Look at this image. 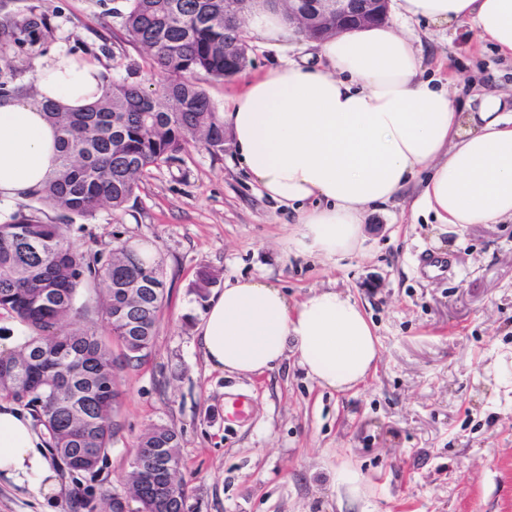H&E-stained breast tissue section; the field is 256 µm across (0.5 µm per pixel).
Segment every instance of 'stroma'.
Returning <instances> with one entry per match:
<instances>
[{
	"mask_svg": "<svg viewBox=\"0 0 512 512\" xmlns=\"http://www.w3.org/2000/svg\"><path fill=\"white\" fill-rule=\"evenodd\" d=\"M21 17L47 12L54 37L29 50L97 61L104 74L160 87L164 74L118 18L126 0H1ZM424 77H453L459 103L483 88L512 92V60L469 24L405 21ZM308 42L254 43L247 73L308 59ZM412 183L363 216L358 248L326 259L291 249L296 212L262 194L232 142L189 145L152 170L124 211L103 208L64 229L87 254L118 240L147 245L166 283L153 348L116 375L115 436L95 473L57 465L55 500L0 479V512H105V494L127 492L133 448L157 425L178 435L177 478L188 512H512V220L437 223L411 208ZM425 255L446 258L421 269ZM263 276L291 301L333 288L362 307L379 341L376 368L346 392L320 388L296 357L260 376L208 371L197 327L229 279ZM251 400L242 421L224 418L232 397ZM343 470L361 480L336 481Z\"/></svg>",
	"mask_w": 512,
	"mask_h": 512,
	"instance_id": "35a3bbf8",
	"label": "stroma"
}]
</instances>
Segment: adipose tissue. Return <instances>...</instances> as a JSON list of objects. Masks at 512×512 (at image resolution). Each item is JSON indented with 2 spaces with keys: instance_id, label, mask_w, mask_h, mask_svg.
Instances as JSON below:
<instances>
[{
  "instance_id": "obj_1",
  "label": "adipose tissue",
  "mask_w": 512,
  "mask_h": 512,
  "mask_svg": "<svg viewBox=\"0 0 512 512\" xmlns=\"http://www.w3.org/2000/svg\"><path fill=\"white\" fill-rule=\"evenodd\" d=\"M400 16L466 22L512 58V0H398ZM318 61H288L244 79L221 117L235 155L263 193L299 209L298 250L333 258L362 237V213L419 174L417 208L441 224L512 219V101L475 97L462 110L447 84L423 79L411 38L387 24L316 44ZM102 68L57 54L36 69L37 101L0 100V202L50 175L57 131L41 105L77 110L104 93ZM211 369L250 377L295 355L320 386L344 392L375 370L378 340L351 296L333 289L289 304L261 278L226 282L197 330ZM0 476L54 497L58 479L31 417L0 400Z\"/></svg>"
}]
</instances>
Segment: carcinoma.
Here are the masks:
<instances>
[{"label":"carcinoma","instance_id":"carcinoma-1","mask_svg":"<svg viewBox=\"0 0 512 512\" xmlns=\"http://www.w3.org/2000/svg\"><path fill=\"white\" fill-rule=\"evenodd\" d=\"M224 2L128 0L121 25L166 83L149 90L116 75L83 111L44 104L59 131L56 171L0 212V310L23 328L18 348L0 353V364L22 361L18 380L0 379V397L39 406L53 456L73 470L95 472L112 447L115 371L122 368L110 346L81 326L77 289L87 278L104 282L101 308L112 335L139 353L155 335L165 282L160 262L133 244H114L102 263L73 247L62 225L104 206L124 210L143 178L192 142L224 150V122L200 81L236 76L252 51L243 23L224 25ZM52 33L51 19L33 8L20 20L0 12V98L35 97L34 84L16 82L20 68L6 50L32 48ZM47 208L58 222L45 219ZM127 288L139 292L135 308L121 297ZM176 444L175 430L164 425L138 442L127 486L141 490L147 512L184 510V487L157 462L159 449Z\"/></svg>","mask_w":512,"mask_h":512}]
</instances>
